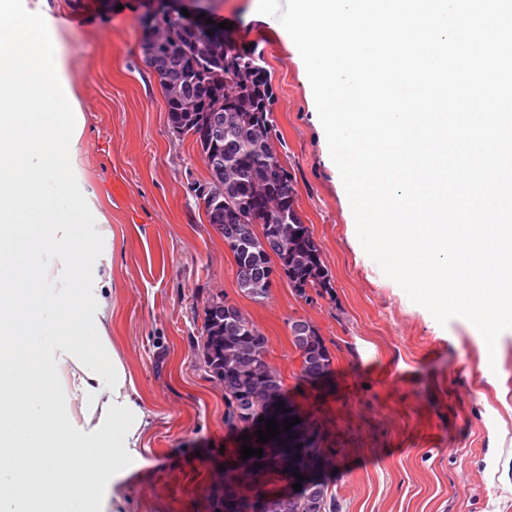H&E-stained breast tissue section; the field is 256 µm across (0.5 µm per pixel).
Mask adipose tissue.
<instances>
[{
  "label": "adipose tissue",
  "instance_id": "obj_1",
  "mask_svg": "<svg viewBox=\"0 0 512 512\" xmlns=\"http://www.w3.org/2000/svg\"><path fill=\"white\" fill-rule=\"evenodd\" d=\"M0 512H94L120 483L151 415L112 343V260L81 227L67 159L85 133L52 17L0 0ZM93 289H85V279Z\"/></svg>",
  "mask_w": 512,
  "mask_h": 512
}]
</instances>
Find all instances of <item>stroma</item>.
<instances>
[{"instance_id":"obj_1","label":"stroma","mask_w":512,"mask_h":512,"mask_svg":"<svg viewBox=\"0 0 512 512\" xmlns=\"http://www.w3.org/2000/svg\"><path fill=\"white\" fill-rule=\"evenodd\" d=\"M86 117L75 167L85 200L112 238V341L154 416L148 448L123 478L94 489L97 512H211V463L240 447L224 426V389L200 364L207 298L236 304L268 339L291 398L316 414L333 453L326 475L338 512H512V330L488 352L466 319L439 325L361 246L342 181L326 161L303 60L278 18L253 0H204L207 16L254 48L272 76L275 147L297 210L332 276L334 295L308 301L286 277L268 298L240 293L236 265L193 187L208 176L191 138L172 133L156 76L140 50L149 0H48ZM317 326L333 373L310 386L289 323ZM495 363L496 383L482 375Z\"/></svg>"}]
</instances>
